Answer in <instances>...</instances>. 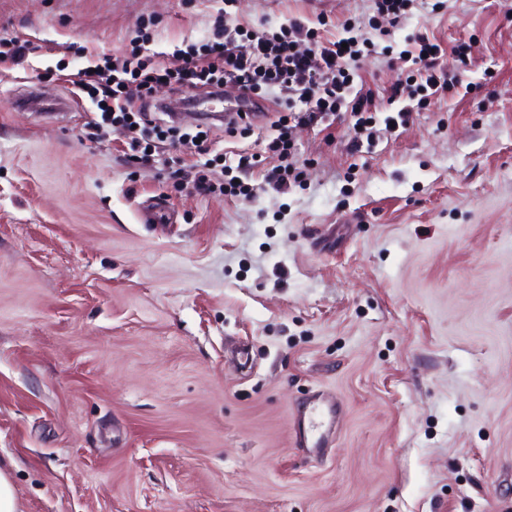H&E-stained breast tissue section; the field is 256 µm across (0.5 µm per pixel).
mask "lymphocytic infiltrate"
Returning <instances> with one entry per match:
<instances>
[{"mask_svg": "<svg viewBox=\"0 0 512 512\" xmlns=\"http://www.w3.org/2000/svg\"><path fill=\"white\" fill-rule=\"evenodd\" d=\"M343 39L325 40L317 28L294 18L274 32L245 29L231 23L216 22L211 38L198 46H188L179 67L146 63L138 53L123 60L103 62L79 69L71 79L74 87L96 102L103 120L157 138L176 137L188 147H200L197 135L178 133L166 124L160 113L165 106L153 102L156 84L166 83L180 94L183 106H190L194 96L220 93L225 85H234L245 106L244 112L227 123L236 130L248 120V108L260 102L270 104L274 132L271 148L278 163L267 174L274 189L287 188L296 166L292 153L293 126L313 125L326 116L350 107L354 123V141L373 138L377 119L370 95H351L353 65L368 50L370 41L359 27L344 22ZM410 60L416 67L390 90L389 102L417 101L426 104L451 87L460 85L457 73L466 63V47L458 44L449 54L447 78L438 74L443 53L429 37L417 35Z\"/></svg>", "mask_w": 512, "mask_h": 512, "instance_id": "lymphocytic-infiltrate-1", "label": "lymphocytic infiltrate"}]
</instances>
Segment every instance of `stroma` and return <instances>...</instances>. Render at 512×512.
I'll return each mask as SVG.
<instances>
[{
  "instance_id": "stroma-1",
  "label": "stroma",
  "mask_w": 512,
  "mask_h": 512,
  "mask_svg": "<svg viewBox=\"0 0 512 512\" xmlns=\"http://www.w3.org/2000/svg\"><path fill=\"white\" fill-rule=\"evenodd\" d=\"M371 0H0V465L22 512H512V0H416L354 89L385 102L424 34L467 44L463 86L360 151L348 120L296 127L287 191L199 193L271 136L204 122L201 151L99 125L63 74ZM83 47L82 56L67 45ZM472 90H465V83ZM250 361L240 364L238 349ZM337 396L331 443L292 413ZM40 50V45L28 40L0 42V64L9 63L12 67L23 65L29 55H34Z\"/></svg>"
}]
</instances>
